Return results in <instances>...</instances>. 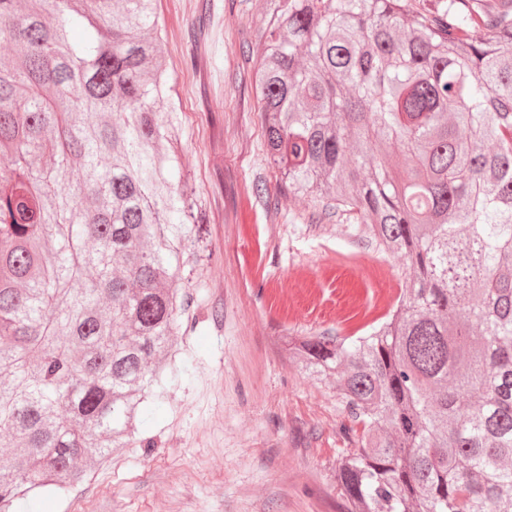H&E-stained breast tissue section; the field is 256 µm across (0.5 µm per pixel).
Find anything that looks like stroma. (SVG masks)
<instances>
[{"instance_id": "35a3bbf8", "label": "stroma", "mask_w": 512, "mask_h": 512, "mask_svg": "<svg viewBox=\"0 0 512 512\" xmlns=\"http://www.w3.org/2000/svg\"><path fill=\"white\" fill-rule=\"evenodd\" d=\"M263 0H156L176 117V163L205 216L188 327L146 448L89 466L21 512H339L338 383L305 375L285 340L364 332L402 263L359 219L282 193L242 47ZM266 184L256 197L252 184Z\"/></svg>"}]
</instances>
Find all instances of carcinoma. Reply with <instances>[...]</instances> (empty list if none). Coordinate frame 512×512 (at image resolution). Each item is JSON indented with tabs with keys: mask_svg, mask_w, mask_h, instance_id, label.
<instances>
[{
	"mask_svg": "<svg viewBox=\"0 0 512 512\" xmlns=\"http://www.w3.org/2000/svg\"><path fill=\"white\" fill-rule=\"evenodd\" d=\"M267 158L405 291L288 353L339 379L343 512H512V0H264ZM0 512L136 435L206 258L154 0H0ZM399 143L404 161L374 160ZM81 172L71 183L74 171ZM81 287H76V284Z\"/></svg>",
	"mask_w": 512,
	"mask_h": 512,
	"instance_id": "obj_1",
	"label": "carcinoma"
}]
</instances>
